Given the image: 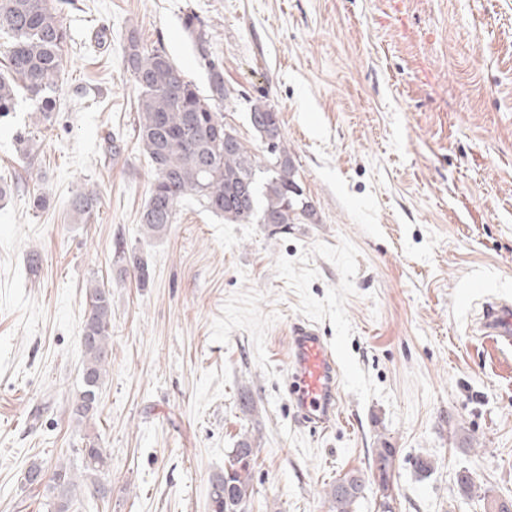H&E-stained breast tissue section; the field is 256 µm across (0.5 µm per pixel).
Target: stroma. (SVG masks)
Returning a JSON list of instances; mask_svg holds the SVG:
<instances>
[{
	"instance_id": "35a3bbf8",
	"label": "stroma",
	"mask_w": 512,
	"mask_h": 512,
	"mask_svg": "<svg viewBox=\"0 0 512 512\" xmlns=\"http://www.w3.org/2000/svg\"><path fill=\"white\" fill-rule=\"evenodd\" d=\"M64 18L52 123L23 97L0 119V512H53L49 490L25 483L32 461L81 464L86 427L67 408L92 280L112 291L95 426L110 492L72 512H210L211 476L245 436L248 512H333L352 471L366 480L353 512H381L370 463L384 446L395 512L512 500V347L473 333L465 296L480 278L512 299V0H71ZM132 29L201 93L205 58L222 62L237 100L224 121L253 147L247 100L267 96L316 223L275 234L188 201L165 237L144 236L154 171L133 133ZM87 188L100 204L80 221L71 200ZM119 245L147 282L117 277ZM299 321L339 357L343 420L326 432L288 402ZM113 263L119 268L120 272L125 270V267L131 265L132 268L139 272L140 282L144 283L149 278L147 263L143 258L136 256L135 253L130 254L126 252L125 249H121V247L114 252Z\"/></svg>"
}]
</instances>
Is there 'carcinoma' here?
Returning <instances> with one entry per match:
<instances>
[{
  "instance_id": "cac0c4a2",
  "label": "carcinoma",
  "mask_w": 512,
  "mask_h": 512,
  "mask_svg": "<svg viewBox=\"0 0 512 512\" xmlns=\"http://www.w3.org/2000/svg\"><path fill=\"white\" fill-rule=\"evenodd\" d=\"M0 30L8 41L0 43V118L15 111L18 97H28L44 123L57 111L59 81L70 41L67 25L55 0H0ZM125 63L139 94L136 101V141L149 158L155 177L140 214V224L150 238L163 236L175 223L180 203L193 197L206 210L224 217L227 224H272L281 231L290 224L313 222L316 212L297 179L279 111L264 95L252 97L250 123L261 143L251 148L236 138L224 139L231 127L223 110L233 105L224 85V67L208 62L209 93L203 95L162 47H145L135 31L125 43ZM96 190L84 191L71 201L72 210L91 216L98 209ZM119 270L130 266L139 280L149 278L143 258L123 249L114 252ZM82 329L81 385L69 403V417L79 423L96 419L99 394L109 365L112 337V292L98 283L86 286ZM80 449L81 471L64 462L46 476L40 462L31 463L25 481L47 484L54 512H71L85 488L104 495L100 477L107 467V450L87 434ZM396 456L394 448L375 449V478L388 487ZM256 448L244 437L232 449L224 470L210 481L211 512H247L254 495L252 471ZM364 491L357 472L336 481L330 491L334 512H353Z\"/></svg>"
}]
</instances>
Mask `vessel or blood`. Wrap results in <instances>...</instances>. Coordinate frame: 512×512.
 Instances as JSON below:
<instances>
[{"label": "vessel or blood", "mask_w": 512, "mask_h": 512, "mask_svg": "<svg viewBox=\"0 0 512 512\" xmlns=\"http://www.w3.org/2000/svg\"><path fill=\"white\" fill-rule=\"evenodd\" d=\"M478 330L491 343L512 346V301L485 299ZM288 396L302 426L326 431L340 419L339 366L336 353L310 322L292 326L289 336Z\"/></svg>", "instance_id": "b4317fda"}]
</instances>
